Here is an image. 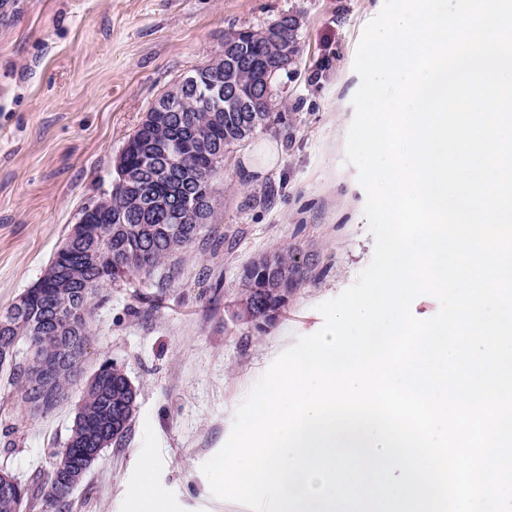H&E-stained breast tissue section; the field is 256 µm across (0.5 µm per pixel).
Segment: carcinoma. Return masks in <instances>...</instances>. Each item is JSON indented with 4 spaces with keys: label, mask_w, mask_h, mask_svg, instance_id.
I'll use <instances>...</instances> for the list:
<instances>
[{
    "label": "carcinoma",
    "mask_w": 512,
    "mask_h": 512,
    "mask_svg": "<svg viewBox=\"0 0 512 512\" xmlns=\"http://www.w3.org/2000/svg\"><path fill=\"white\" fill-rule=\"evenodd\" d=\"M286 15L262 31H237L227 52L222 78L203 65L157 98L175 100L172 119L143 121L122 148V168L103 202L93 199L80 210L83 236L69 235L42 277L0 313V372L17 403L33 413H49L68 396L74 380L73 353L90 345L91 314L103 291L134 279L166 287L179 273L196 242L210 235L217 204H203V189L218 194L216 178L226 155L256 131L282 120L275 97H264L263 76L275 86L285 69L276 59L297 57L300 49ZM301 249L264 253L244 269L234 306L236 318L265 330L277 321L297 288L313 279ZM138 390L123 369L108 360L89 378L64 448L42 497L44 512L67 505L61 476L82 460L87 448L122 441L137 407ZM34 503L23 485L0 486V512H30Z\"/></svg>",
    "instance_id": "obj_1"
}]
</instances>
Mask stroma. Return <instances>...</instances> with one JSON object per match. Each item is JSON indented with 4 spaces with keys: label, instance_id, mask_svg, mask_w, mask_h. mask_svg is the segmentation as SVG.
<instances>
[{
    "label": "stroma",
    "instance_id": "obj_1",
    "mask_svg": "<svg viewBox=\"0 0 512 512\" xmlns=\"http://www.w3.org/2000/svg\"><path fill=\"white\" fill-rule=\"evenodd\" d=\"M384 0H14L0 9V311L44 273L79 209L112 190L117 158L157 97L224 49L229 33L291 16L300 55L275 87L283 119L254 134L281 147L275 169L224 162L215 235L198 242L168 288L108 290L85 361L122 365L138 408L71 495V512H248L215 498L202 464L226 443L238 405L296 337L317 332L320 303L352 286L374 239L346 128L360 86L356 49ZM300 248L319 279L297 289L274 327L229 304L258 254ZM84 388L33 415L0 382V472L40 492ZM151 463L144 476L143 463Z\"/></svg>",
    "mask_w": 512,
    "mask_h": 512
}]
</instances>
